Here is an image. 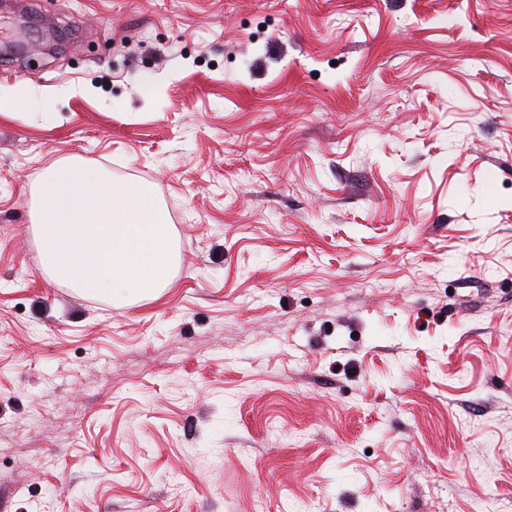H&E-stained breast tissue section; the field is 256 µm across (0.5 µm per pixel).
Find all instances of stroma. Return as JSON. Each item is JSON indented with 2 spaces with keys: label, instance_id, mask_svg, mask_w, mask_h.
<instances>
[{
  "label": "stroma",
  "instance_id": "35a3bbf8",
  "mask_svg": "<svg viewBox=\"0 0 512 512\" xmlns=\"http://www.w3.org/2000/svg\"><path fill=\"white\" fill-rule=\"evenodd\" d=\"M0 93V512H512V0H0ZM73 160L159 298L44 271Z\"/></svg>",
  "mask_w": 512,
  "mask_h": 512
}]
</instances>
